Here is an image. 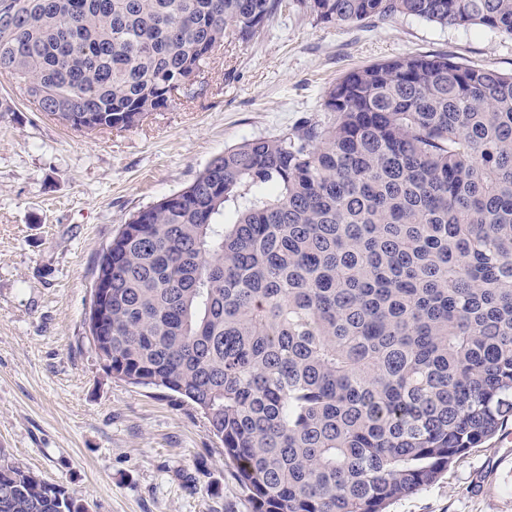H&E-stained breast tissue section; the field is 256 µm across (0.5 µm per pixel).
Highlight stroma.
Masks as SVG:
<instances>
[{"mask_svg": "<svg viewBox=\"0 0 512 512\" xmlns=\"http://www.w3.org/2000/svg\"><path fill=\"white\" fill-rule=\"evenodd\" d=\"M415 53L512 71V39L480 27H340L291 2L215 50L194 98L129 129L65 127L0 77V455L88 512H254L200 410L103 367L87 324L99 256L225 149L326 121L336 79ZM389 512H512V422Z\"/></svg>", "mask_w": 512, "mask_h": 512, "instance_id": "1", "label": "stroma"}]
</instances>
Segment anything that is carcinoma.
<instances>
[{
  "instance_id": "carcinoma-1",
  "label": "carcinoma",
  "mask_w": 512,
  "mask_h": 512,
  "mask_svg": "<svg viewBox=\"0 0 512 512\" xmlns=\"http://www.w3.org/2000/svg\"><path fill=\"white\" fill-rule=\"evenodd\" d=\"M512 37V0H297ZM279 0H0V77L127 129ZM112 239V376L200 409L254 512H387L512 420V72L409 54ZM232 219L225 221L226 213ZM0 512H86L0 456Z\"/></svg>"
}]
</instances>
